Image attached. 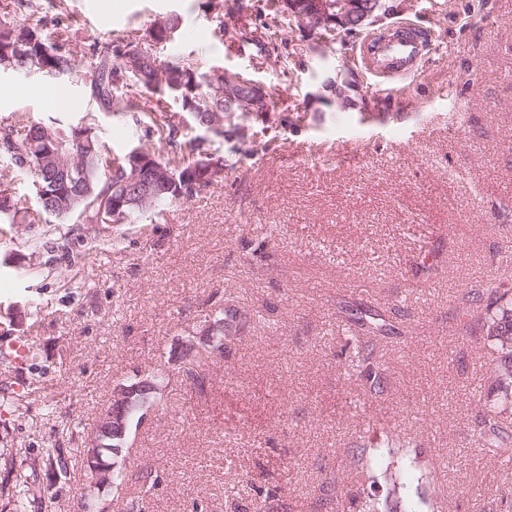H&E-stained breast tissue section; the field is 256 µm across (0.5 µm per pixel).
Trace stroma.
<instances>
[{
    "label": "stroma",
    "mask_w": 512,
    "mask_h": 512,
    "mask_svg": "<svg viewBox=\"0 0 512 512\" xmlns=\"http://www.w3.org/2000/svg\"><path fill=\"white\" fill-rule=\"evenodd\" d=\"M67 13L74 53L135 34L159 62L248 76L275 110L218 137L170 101L184 146L223 157V179L132 224L81 225L64 250L34 220L32 177L0 162L14 206L0 216V512L31 464L43 495L27 512H81V458L61 483L48 453L87 447L114 388L157 369L155 403L115 462L158 480L102 490L109 512L136 496L144 512H246L237 482L266 494L263 512H353L352 438L378 420L413 437L422 469L444 470L429 494L445 512H496L512 475L479 454L472 429L504 391L451 314L512 273V0H382L321 55L313 35L281 27L275 59L215 36L205 0H68ZM171 17L170 40L152 42L153 22ZM406 25L428 40L416 75L376 70L372 44ZM334 71L347 102L315 97ZM122 93L139 118L98 111L75 79L0 68V127L90 115L121 154L161 113L147 89ZM451 166L472 181L444 179ZM230 299L260 321L208 361L204 385L184 382L180 342ZM357 302L404 308L406 327L378 353L383 395L362 402L337 371L339 307ZM14 340L35 358L7 357Z\"/></svg>",
    "instance_id": "1"
}]
</instances>
